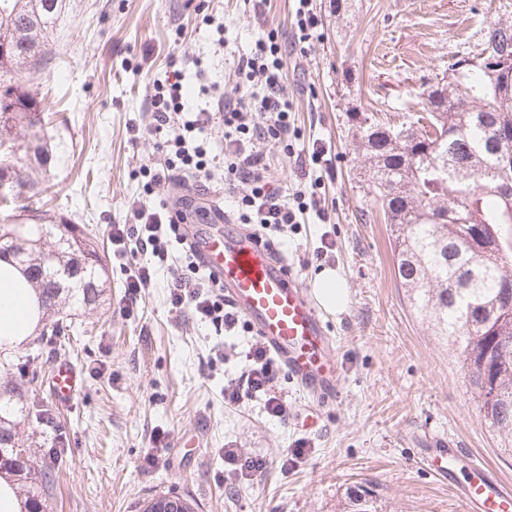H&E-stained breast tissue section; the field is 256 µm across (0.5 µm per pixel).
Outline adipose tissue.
Wrapping results in <instances>:
<instances>
[{
	"mask_svg": "<svg viewBox=\"0 0 512 512\" xmlns=\"http://www.w3.org/2000/svg\"><path fill=\"white\" fill-rule=\"evenodd\" d=\"M38 323V300L19 268L0 265V345L27 341Z\"/></svg>",
	"mask_w": 512,
	"mask_h": 512,
	"instance_id": "obj_1",
	"label": "adipose tissue"
}]
</instances>
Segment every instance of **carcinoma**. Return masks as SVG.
Wrapping results in <instances>:
<instances>
[{"instance_id":"1","label":"carcinoma","mask_w":512,"mask_h":512,"mask_svg":"<svg viewBox=\"0 0 512 512\" xmlns=\"http://www.w3.org/2000/svg\"><path fill=\"white\" fill-rule=\"evenodd\" d=\"M64 0H0V44L13 52L0 68H22L41 56L46 32L62 12ZM424 111L401 125L418 137L391 143L398 126L367 114L369 127L352 142L363 154L368 188L392 232L394 272L408 300L434 335L456 353L478 416L497 433L503 452L512 454V198L501 186L512 183V140L494 135L501 118L512 124V69L489 74L464 65L448 80V107L436 109L422 92ZM34 98L14 83H0V114L23 116ZM377 142L380 160L368 145ZM0 155V180L21 186L22 169ZM58 249L43 251L35 237L0 244V257L27 253L28 277L41 293L45 312L72 300L89 303L98 293L104 259L77 224L52 225ZM496 362L482 380L471 366L487 351ZM6 393L22 403L37 423L52 410L31 395L29 382L9 381ZM17 430L0 420V469L18 468L29 484L28 512H42L40 489L55 482L52 472L36 471L24 458ZM359 504L347 492L350 512H379L376 497Z\"/></svg>"}]
</instances>
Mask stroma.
I'll list each match as a JSON object with an SVG mask.
<instances>
[{"label":"stroma","instance_id":"stroma-1","mask_svg":"<svg viewBox=\"0 0 512 512\" xmlns=\"http://www.w3.org/2000/svg\"><path fill=\"white\" fill-rule=\"evenodd\" d=\"M296 8L295 0H268L259 16L242 0H66L45 60L29 74L0 75L31 91L50 120L48 161L36 173L49 187L46 209L84 226L106 257L101 296L72 308L73 335L38 333L0 349L11 377L30 381L53 411L50 424L25 417L17 427L31 465L57 477L45 512H142L168 492L195 512H340L358 486L373 490L383 512H464L426 463L443 446L467 450L512 480V458L477 416L459 360L395 279L390 233L362 188L364 161L347 122L354 108L394 123L421 111L420 92L454 57L475 54L489 22L512 19V0H353L341 15L335 0H312L319 26L305 55L286 58L295 151H270L269 176L293 187L295 153L317 139L332 157L321 189L328 223L297 225L277 246L306 284L329 267L346 288L344 306L324 316L340 369L332 398H313L281 370L274 389L283 417L268 416L260 398L225 403L224 386L241 374L255 334L228 336L172 310L168 265L128 302L131 264L110 230L131 223L133 200L186 205L192 224L233 207L218 178L144 195L141 172L160 160L152 141L134 138L149 120V86L180 55L192 60L184 83L193 109L209 106L204 84L236 95L234 61L271 28L291 45ZM206 14L223 19L225 45L202 24ZM325 236L335 247L323 261L315 252ZM62 358L84 379L68 401L49 387ZM228 444L263 455L267 468L233 470L224 462ZM150 456L156 465H147Z\"/></svg>","mask_w":512,"mask_h":512}]
</instances>
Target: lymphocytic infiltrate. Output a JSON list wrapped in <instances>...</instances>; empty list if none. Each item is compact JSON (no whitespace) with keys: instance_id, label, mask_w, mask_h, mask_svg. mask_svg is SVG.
Returning a JSON list of instances; mask_svg holds the SVG:
<instances>
[{"instance_id":"1","label":"lymphocytic infiltrate","mask_w":512,"mask_h":512,"mask_svg":"<svg viewBox=\"0 0 512 512\" xmlns=\"http://www.w3.org/2000/svg\"><path fill=\"white\" fill-rule=\"evenodd\" d=\"M236 70L248 82L244 96L227 98L219 94L211 100L224 123V186L231 192L240 184L246 188L232 212L233 221L284 235L290 225L304 223L307 213L320 217L324 211L317 192L320 180L309 168L301 169L299 182L290 193L283 192L267 175V148L292 149L288 141L292 105L283 93V51L277 31L271 29L259 36L250 53L239 57ZM183 97L180 69H173L165 79L152 84L151 121L146 131L155 137L162 162L150 172L147 191L163 184H183L189 175L205 180L211 177L208 149L198 137L203 121L200 114L186 112ZM132 213L133 223L116 224L111 230L113 245L134 260L125 285L129 300L152 288L155 261H166L171 244L177 242L185 250L182 270L174 274L169 286L170 305L176 310H190L225 332H235L240 315L225 300L220 284L203 269L195 249L187 246L185 213L165 205L150 207L139 200L133 202ZM276 374L268 347L253 343L245 353L238 381L225 387L224 398L238 403L261 395L267 413L281 416L285 408L274 391Z\"/></svg>"}]
</instances>
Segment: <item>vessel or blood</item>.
<instances>
[{"instance_id":"vessel-or-blood-1","label":"vessel or blood","mask_w":512,"mask_h":512,"mask_svg":"<svg viewBox=\"0 0 512 512\" xmlns=\"http://www.w3.org/2000/svg\"><path fill=\"white\" fill-rule=\"evenodd\" d=\"M191 241L204 269L224 288L232 305L308 393L333 394L339 367L330 352L331 336L312 288L301 282L285 258L235 225L224 230L193 227ZM56 396L69 399L83 388L82 376L68 364L53 369ZM458 449H437L433 471L450 481L465 512H512V481L488 462L472 460L467 479L457 482L449 465Z\"/></svg>"}]
</instances>
